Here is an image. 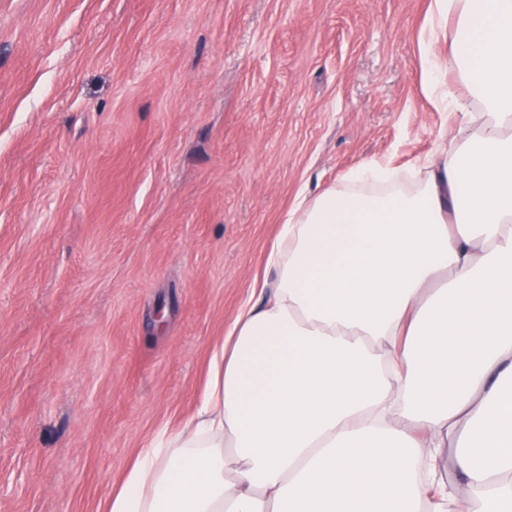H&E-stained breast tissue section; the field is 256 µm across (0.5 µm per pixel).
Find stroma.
<instances>
[{"mask_svg":"<svg viewBox=\"0 0 512 512\" xmlns=\"http://www.w3.org/2000/svg\"><path fill=\"white\" fill-rule=\"evenodd\" d=\"M433 0H0V512H104L298 194L403 172Z\"/></svg>","mask_w":512,"mask_h":512,"instance_id":"35a3bbf8","label":"stroma"}]
</instances>
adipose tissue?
<instances>
[{
  "label": "adipose tissue",
  "mask_w": 512,
  "mask_h": 512,
  "mask_svg": "<svg viewBox=\"0 0 512 512\" xmlns=\"http://www.w3.org/2000/svg\"><path fill=\"white\" fill-rule=\"evenodd\" d=\"M424 92L468 119L406 188L363 164L289 211L190 424L105 512H512V0H433ZM457 70L470 98L455 94Z\"/></svg>",
  "instance_id": "1"
}]
</instances>
